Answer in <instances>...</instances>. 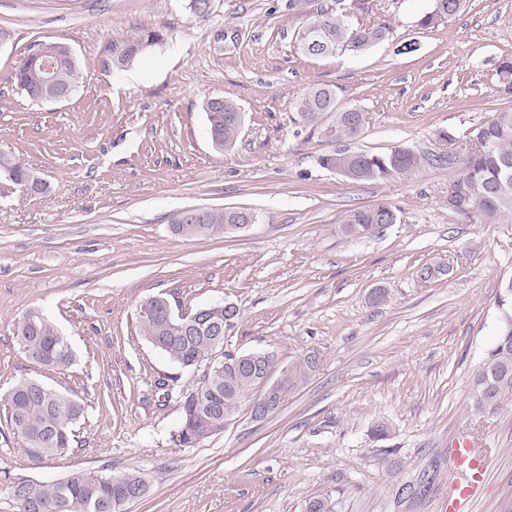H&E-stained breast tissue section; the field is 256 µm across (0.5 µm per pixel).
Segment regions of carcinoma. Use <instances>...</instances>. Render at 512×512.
<instances>
[{"instance_id":"cac0c4a2","label":"carcinoma","mask_w":512,"mask_h":512,"mask_svg":"<svg viewBox=\"0 0 512 512\" xmlns=\"http://www.w3.org/2000/svg\"><path fill=\"white\" fill-rule=\"evenodd\" d=\"M442 5L424 14L419 25L431 29L460 14L467 0H435ZM317 35V51L308 52L304 42L309 32ZM388 35L384 25L355 26L339 16L322 14L299 34L300 52L308 57H332L361 53L382 42ZM164 34L144 28L138 34L112 41V65L122 68L140 57L148 48L162 43ZM78 60L62 43H36L28 49L15 82L32 100L57 102L64 90L74 92L79 79ZM497 77L502 87L512 92V57L500 61ZM209 136L213 146L228 151L237 144L240 108L233 101L211 98L205 102ZM296 111L305 122H314L325 112L336 113V127L346 139L363 133L362 113L338 107L336 93L329 87H313L296 103ZM478 137L489 146H474L461 154L448 152V158L434 159L408 148L388 154L336 151L321 158V164L336 170L351 184L384 180L393 175H411L425 164L459 161L461 173L449 184L448 211L457 217L491 223L512 219V108H502L488 120L473 127L467 139ZM19 188L27 187L31 170L14 157L0 156V170ZM393 207L377 202L350 211L344 233L352 237L379 234L388 227ZM244 221L241 211L208 209L201 219L183 212L174 229L185 237L221 236L227 224ZM499 319L493 347L475 370L471 380L469 409L478 416L496 415L512 409V295L496 296ZM142 304L155 310L152 317L140 316L141 336L173 365L183 371L195 370L197 361L208 352L206 338L173 332L163 319L164 301L149 297ZM17 339L38 365L62 370L73 364L75 354L70 340L43 315L25 316L19 323ZM311 354L288 365L291 393L317 370ZM259 372L242 366L224 365L203 370L198 381L181 393V419L170 433L171 444L193 448L205 439L224 431V420L236 416L247 400L257 395ZM6 425L18 439L19 452L34 465L66 456L76 443L75 427L84 418L85 406L67 393L38 379H22L6 392ZM0 485L16 504V512H113L112 504L126 500L137 485L149 488L148 476L140 471L75 469L50 484H21L11 470H0Z\"/></svg>"}]
</instances>
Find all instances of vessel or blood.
<instances>
[{"label": "vessel or blood", "mask_w": 512, "mask_h": 512, "mask_svg": "<svg viewBox=\"0 0 512 512\" xmlns=\"http://www.w3.org/2000/svg\"><path fill=\"white\" fill-rule=\"evenodd\" d=\"M448 464L452 474L448 512H465L487 481L491 459L470 441L460 439L448 450Z\"/></svg>", "instance_id": "b4317fda"}]
</instances>
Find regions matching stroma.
Returning a JSON list of instances; mask_svg holds the SVG:
<instances>
[{
  "label": "stroma",
  "mask_w": 512,
  "mask_h": 512,
  "mask_svg": "<svg viewBox=\"0 0 512 512\" xmlns=\"http://www.w3.org/2000/svg\"><path fill=\"white\" fill-rule=\"evenodd\" d=\"M434 0H0V155L25 161L40 193L0 176V396L35 378L82 401L72 452L30 467L0 399V468L41 484L69 470L136 469L149 494L127 512H446L448 443L467 437L491 457L471 512H512V411L469 409L472 375L492 346L501 279L512 275V221L448 211L460 165L363 184L321 165L348 148L429 155L506 106L496 68L512 56V0H469L433 29ZM383 24L360 54L314 59L299 32L319 13ZM163 43L127 70L113 40L141 27ZM69 46L81 67L73 95L37 103L14 82L28 49ZM331 87L365 117L355 141L335 115L301 120L296 100ZM244 115L235 148L216 150L206 100ZM385 201L398 219L381 234L344 235L355 208ZM195 208L244 209L248 227L191 238L172 225ZM444 276L425 281L424 265ZM382 288L384 304L369 294ZM162 296L178 311L215 302L240 318L228 352L275 351L289 364L318 350L321 367L264 422L241 407L194 448L170 433L179 398L155 387L175 373L139 330V305ZM69 337L65 370L34 363L16 338L30 311ZM383 424L386 439L373 429Z\"/></svg>",
  "instance_id": "35a3bbf8"
}]
</instances>
